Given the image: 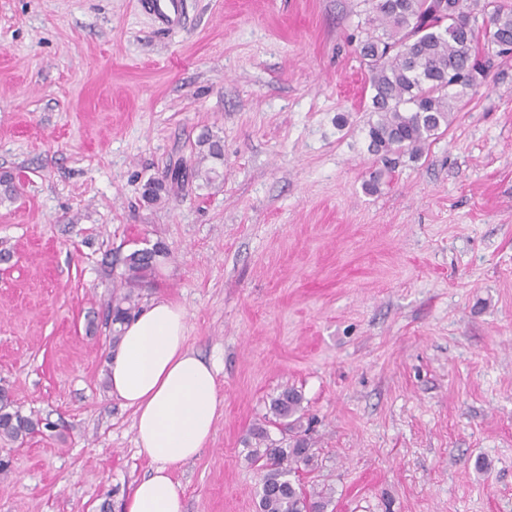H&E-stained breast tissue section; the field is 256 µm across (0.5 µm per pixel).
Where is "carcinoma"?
<instances>
[{"label":"carcinoma","instance_id":"obj_1","mask_svg":"<svg viewBox=\"0 0 512 512\" xmlns=\"http://www.w3.org/2000/svg\"><path fill=\"white\" fill-rule=\"evenodd\" d=\"M370 5L363 37L356 51L370 72L372 109L378 119L369 124L373 152L409 153L417 157L450 126L453 102L480 86L494 67V59L512 55V0H363ZM490 28L492 41L478 47L480 32ZM222 159L212 142L195 173L211 182L216 169L200 168L207 158ZM167 248L136 249L123 259L112 298V341L137 308L135 292L149 282ZM273 423L285 436L270 439L263 427L253 429L248 458L263 471L260 512H328L332 493L306 490L296 474L314 466V454L300 428L304 418L302 394L285 388L271 399ZM51 424L13 408L12 395L0 390V439L22 440Z\"/></svg>","mask_w":512,"mask_h":512}]
</instances>
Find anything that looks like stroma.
Masks as SVG:
<instances>
[{"mask_svg":"<svg viewBox=\"0 0 512 512\" xmlns=\"http://www.w3.org/2000/svg\"><path fill=\"white\" fill-rule=\"evenodd\" d=\"M186 4L164 31L140 0H0V386L55 425L0 439V512H123L152 470L108 309L157 243L139 304L184 308L223 399L185 512H259L248 440L287 387L335 512H512V59L371 193L361 0ZM206 138L213 184L172 183Z\"/></svg>","mask_w":512,"mask_h":512,"instance_id":"1","label":"stroma"}]
</instances>
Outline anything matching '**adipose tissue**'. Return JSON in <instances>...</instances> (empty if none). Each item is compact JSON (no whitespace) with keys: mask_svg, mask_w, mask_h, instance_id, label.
Returning <instances> with one entry per match:
<instances>
[{"mask_svg":"<svg viewBox=\"0 0 512 512\" xmlns=\"http://www.w3.org/2000/svg\"><path fill=\"white\" fill-rule=\"evenodd\" d=\"M183 308L152 300L122 328L108 364L109 393L134 413L136 443L153 463L132 485L125 512H183L174 467L195 458L223 405L212 366L186 344Z\"/></svg>","mask_w":512,"mask_h":512,"instance_id":"adipose-tissue-1","label":"adipose tissue"}]
</instances>
